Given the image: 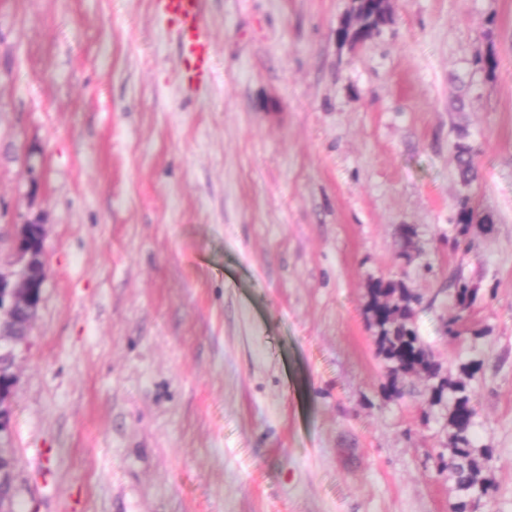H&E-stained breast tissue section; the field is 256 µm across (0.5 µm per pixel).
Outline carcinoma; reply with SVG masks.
I'll use <instances>...</instances> for the list:
<instances>
[{
  "label": "carcinoma",
  "mask_w": 512,
  "mask_h": 512,
  "mask_svg": "<svg viewBox=\"0 0 512 512\" xmlns=\"http://www.w3.org/2000/svg\"><path fill=\"white\" fill-rule=\"evenodd\" d=\"M387 20L388 11L383 0H367L364 12L355 21V25L362 30L360 40L371 37ZM456 158L462 176L474 177L475 167L471 148L465 145L457 146ZM473 221L474 210L469 202H460L457 212L458 235H466ZM399 291L404 295L402 302L385 306L383 317L373 321L378 354L386 363L392 365L396 373L414 374L417 367L425 365L435 377L439 373V364L430 347L411 324L416 307L422 303V297L410 292L400 281L386 285L376 281L369 291V304L377 305ZM474 299L475 291L467 284L463 283L457 288L451 299L455 315L446 326L448 335H462L459 322ZM428 393L431 403L445 402L452 405L448 417L452 456L445 469L448 470V479L454 482L457 489L463 493V497L452 505L451 512H467L471 502L490 497L492 491L491 484L482 476V466L474 455L471 440V430L476 416L471 404L472 390L463 380L445 378L429 386Z\"/></svg>",
  "instance_id": "1"
}]
</instances>
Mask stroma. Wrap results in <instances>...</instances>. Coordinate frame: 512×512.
<instances>
[{"label": "stroma", "mask_w": 512, "mask_h": 512, "mask_svg": "<svg viewBox=\"0 0 512 512\" xmlns=\"http://www.w3.org/2000/svg\"><path fill=\"white\" fill-rule=\"evenodd\" d=\"M207 2L187 98L151 0H0V269L38 220L48 274L13 512H450L447 411L376 353L385 278L441 376L478 345L470 512H512V0H393L358 44L351 0ZM475 299V291L468 287L466 283L461 284L451 299V307L455 311L453 319L448 322L446 332L449 336L460 337L462 335L459 329V322L462 320V314L471 306Z\"/></svg>", "instance_id": "stroma-1"}]
</instances>
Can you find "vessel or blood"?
<instances>
[{"instance_id": "vessel-or-blood-1", "label": "vessel or blood", "mask_w": 512, "mask_h": 512, "mask_svg": "<svg viewBox=\"0 0 512 512\" xmlns=\"http://www.w3.org/2000/svg\"><path fill=\"white\" fill-rule=\"evenodd\" d=\"M206 0H152L175 33L179 52L175 69L184 96L197 95L214 79V44L206 22Z\"/></svg>"}]
</instances>
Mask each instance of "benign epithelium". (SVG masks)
<instances>
[{
  "label": "benign epithelium",
  "instance_id": "7a95c632",
  "mask_svg": "<svg viewBox=\"0 0 512 512\" xmlns=\"http://www.w3.org/2000/svg\"><path fill=\"white\" fill-rule=\"evenodd\" d=\"M44 243L43 224L21 225L14 240L17 268L0 271V434L9 427L10 403L16 392V349L27 344L30 328L45 298L47 275L39 245ZM15 467L10 454L0 453V512H6L12 496Z\"/></svg>",
  "mask_w": 512,
  "mask_h": 512
}]
</instances>
